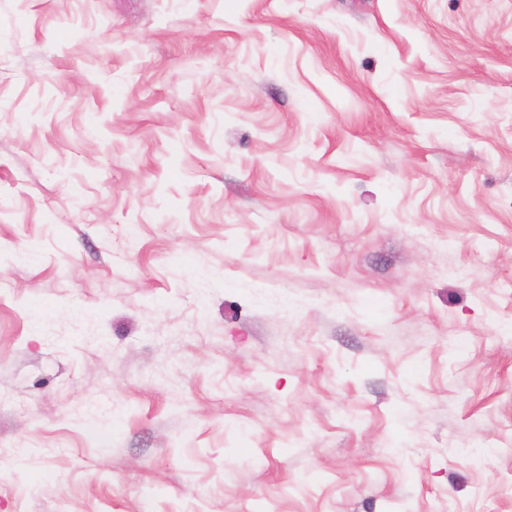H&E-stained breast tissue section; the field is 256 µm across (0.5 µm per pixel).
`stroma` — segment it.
I'll list each match as a JSON object with an SVG mask.
<instances>
[{
  "label": "stroma",
  "instance_id": "stroma-1",
  "mask_svg": "<svg viewBox=\"0 0 512 512\" xmlns=\"http://www.w3.org/2000/svg\"><path fill=\"white\" fill-rule=\"evenodd\" d=\"M0 512H512V0H0Z\"/></svg>",
  "mask_w": 512,
  "mask_h": 512
}]
</instances>
